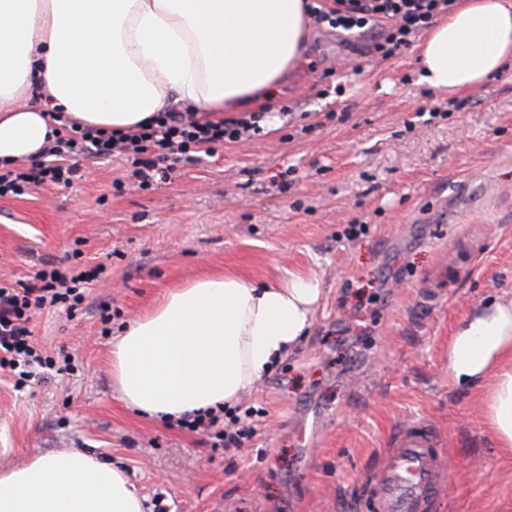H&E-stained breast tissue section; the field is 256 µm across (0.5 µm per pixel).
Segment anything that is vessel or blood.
<instances>
[{
    "label": "vessel or blood",
    "instance_id": "vessel-or-blood-1",
    "mask_svg": "<svg viewBox=\"0 0 512 512\" xmlns=\"http://www.w3.org/2000/svg\"><path fill=\"white\" fill-rule=\"evenodd\" d=\"M444 450L426 422L401 426L380 466L362 483L358 500L364 512H435L443 486L454 484Z\"/></svg>",
    "mask_w": 512,
    "mask_h": 512
}]
</instances>
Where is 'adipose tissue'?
Here are the masks:
<instances>
[{
  "instance_id": "ef3b65f1",
  "label": "adipose tissue",
  "mask_w": 512,
  "mask_h": 512,
  "mask_svg": "<svg viewBox=\"0 0 512 512\" xmlns=\"http://www.w3.org/2000/svg\"><path fill=\"white\" fill-rule=\"evenodd\" d=\"M306 0H0V161L40 157L52 113L126 130L175 105L243 112L303 58ZM422 82L483 85L512 62V0H463L419 47ZM320 278L211 275L167 292L112 344L131 408L164 419L220 410L310 327ZM448 380L484 388V419L512 455V293L472 307L448 340ZM0 512H145L127 476L80 450L0 471Z\"/></svg>"
}]
</instances>
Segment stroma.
Masks as SVG:
<instances>
[{
  "instance_id": "stroma-1",
  "label": "stroma",
  "mask_w": 512,
  "mask_h": 512,
  "mask_svg": "<svg viewBox=\"0 0 512 512\" xmlns=\"http://www.w3.org/2000/svg\"><path fill=\"white\" fill-rule=\"evenodd\" d=\"M277 128L227 142L141 186L129 162H84L71 187L0 198V278L96 269L73 312L33 339L72 374L16 390L0 371V470L84 449L169 512H359L357 487L393 434L432 425L456 470L437 512H512V458L478 393L448 381L468 310L512 293V67L442 95L417 49L310 24L302 62L266 101ZM362 225L361 235L346 234ZM316 274L323 297L296 348L241 396L262 410L243 448L127 409L112 341L172 288L207 275ZM109 305L108 320L100 308ZM316 421L313 444L293 434Z\"/></svg>"
}]
</instances>
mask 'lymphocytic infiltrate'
<instances>
[{
    "label": "lymphocytic infiltrate",
    "mask_w": 512,
    "mask_h": 512,
    "mask_svg": "<svg viewBox=\"0 0 512 512\" xmlns=\"http://www.w3.org/2000/svg\"><path fill=\"white\" fill-rule=\"evenodd\" d=\"M454 0H335L332 8H312L322 24L352 30L388 25L376 49L382 57L399 54L412 37L429 27L434 16L450 11ZM260 113L233 123L201 121L190 112H162L149 124L127 131H105L68 121L62 134L48 147L44 157L26 168L0 167V198L19 196L45 183L71 185L78 171L77 158L125 156L138 174L156 167L169 168L193 153L211 152L214 145L235 141L257 130ZM96 279L95 271L74 272L54 268L40 270L22 286L0 282V370L49 366L31 343L28 327L32 315L59 304L81 303L85 288ZM252 408L243 413L205 412L180 420V427L210 437L214 447L242 448L255 436L248 425Z\"/></svg>",
    "instance_id": "f902f5d3"
}]
</instances>
